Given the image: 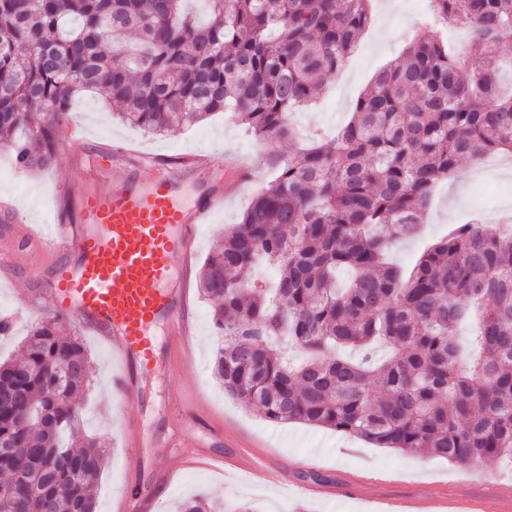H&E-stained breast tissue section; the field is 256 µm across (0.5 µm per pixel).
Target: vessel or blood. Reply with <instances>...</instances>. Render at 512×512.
<instances>
[{
	"label": "vessel or blood",
	"mask_w": 512,
	"mask_h": 512,
	"mask_svg": "<svg viewBox=\"0 0 512 512\" xmlns=\"http://www.w3.org/2000/svg\"><path fill=\"white\" fill-rule=\"evenodd\" d=\"M123 156L108 145L91 150V185L81 197L79 221L62 226L57 235L79 262L57 265L50 286L57 307L75 315L111 349L118 362L112 390L131 398L132 372L148 374L172 365L171 356L160 355L150 336L156 323H165L175 351H190L196 326L186 311L189 258L199 224L223 205L224 194L213 188L222 168L200 156L153 162L147 177L131 168L105 185L104 159ZM189 179L200 187L191 207L181 201ZM511 505L512 488L501 486L469 500L468 512H506Z\"/></svg>",
	"instance_id": "b4317fda"
}]
</instances>
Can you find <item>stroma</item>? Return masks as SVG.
Masks as SVG:
<instances>
[{"label":"stroma","instance_id":"35a3bbf8","mask_svg":"<svg viewBox=\"0 0 512 512\" xmlns=\"http://www.w3.org/2000/svg\"><path fill=\"white\" fill-rule=\"evenodd\" d=\"M394 3V9L384 14L377 0H372V22L356 50L336 73L325 78L318 102L291 115L299 134L331 135L343 127L375 73L399 62L412 37L426 31L430 21L427 0ZM75 109L85 143L57 149L53 169L26 175L15 168L8 153L0 152V192L10 194L16 209L29 217L28 223L19 224L10 214L0 212V252L15 257L14 266L0 265V317L16 318L13 335L0 338V360L15 356L29 327L56 312L49 281L51 264L61 255L43 251L29 241L28 234L52 224L58 212L66 223H74L89 181L87 148L117 140L156 159L210 152L248 172V180L225 194L223 209L210 223L201 225L191 260L196 273L217 235L240 221L255 190L271 178L265 165V144L232 113L219 112L196 126L155 135L117 120L114 105L96 93H83ZM481 168V163L463 162L456 177L437 188L422 231L392 246L394 262L412 267L447 233L449 224H463L478 216L492 223L501 214L512 213V168L488 178L480 177ZM190 297L197 325L191 362L178 360L172 372L139 377V397L132 403L112 395L111 351L75 318L67 320L89 357V392L79 433L100 437L106 446L97 512H124L127 492L137 488L156 494L155 512H177L185 499L196 495L220 502L224 512H238L242 507L252 512H372L378 506L395 512L398 500L409 496L493 493V486L474 471L442 459L376 448L330 429L273 423L241 407L211 375L220 340L212 305L198 288H191ZM189 406L222 426L227 438L211 436L195 425H180ZM132 441L143 444V454L129 455L127 445ZM233 445L265 448L264 473L249 479L230 475L224 458ZM310 469L321 472L332 484L345 477L362 480L363 494L352 499L319 493L294 498L291 482L301 481L303 472Z\"/></svg>","mask_w":512,"mask_h":512}]
</instances>
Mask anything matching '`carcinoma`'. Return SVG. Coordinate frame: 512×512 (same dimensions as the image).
I'll return each mask as SVG.
<instances>
[{
	"mask_svg": "<svg viewBox=\"0 0 512 512\" xmlns=\"http://www.w3.org/2000/svg\"><path fill=\"white\" fill-rule=\"evenodd\" d=\"M0 0V148L24 171L56 164L55 141L82 92L156 134L229 111L264 141H294L312 104L371 23L370 0ZM430 36L387 66L329 141L266 153L273 179L207 256L200 290L222 340L224 393L274 423L334 430L378 448L481 467L512 459V224H454L404 272L386 259L413 235L436 186L462 159L512 153V93L498 47L512 0H432ZM469 22L464 71L443 24ZM107 32L125 41L109 47ZM266 263L273 288L244 275ZM479 313L483 352L459 367L455 328ZM65 318L33 326L0 361V508L19 477L51 486L23 512H95L105 449L75 448L89 362ZM286 336L294 365L270 345ZM383 342L390 354L371 356Z\"/></svg>",
	"mask_w": 512,
	"mask_h": 512,
	"instance_id": "obj_1",
	"label": "carcinoma"
}]
</instances>
